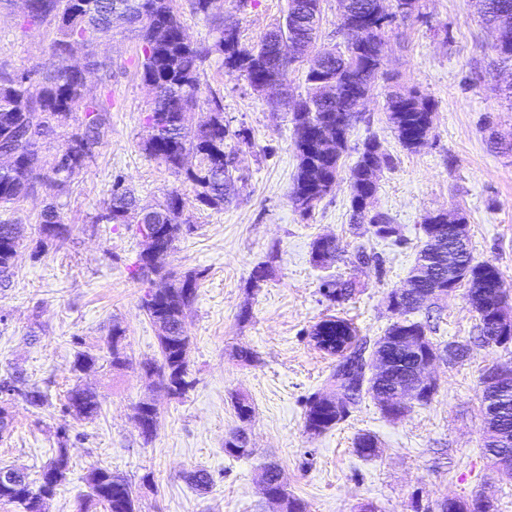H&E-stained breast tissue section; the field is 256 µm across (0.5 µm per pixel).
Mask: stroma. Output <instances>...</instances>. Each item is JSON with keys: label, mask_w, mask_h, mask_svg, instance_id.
<instances>
[{"label": "stroma", "mask_w": 512, "mask_h": 512, "mask_svg": "<svg viewBox=\"0 0 512 512\" xmlns=\"http://www.w3.org/2000/svg\"><path fill=\"white\" fill-rule=\"evenodd\" d=\"M287 0H224V22L242 42L257 43L282 19ZM420 18L388 34L386 69L395 83L416 88L435 103L434 130L415 152L401 147L384 112L387 84L377 81L352 129L344 167L356 149L375 135L392 155L382 170L374 206L393 217L402 244L371 236L353 223L346 178L302 216L290 201L298 159L286 108L272 109L240 73L214 63L202 78L220 93L231 129L246 130L250 145L228 140L245 181L223 210L201 205L183 183L142 144L149 134L144 117L152 93L142 81L137 40L115 30L92 48L51 56L57 38L49 27L26 25L16 0H0V63L9 71L33 72L47 57L56 65L82 64L86 54L103 62L89 77V96L111 98L112 118L101 147L58 200L65 240H42L39 215L49 201L41 189L0 207V221L18 225L21 241L14 275L0 288V378L23 369L29 386L49 401L34 408L22 399L5 401L13 419L10 436L0 439V466L25 468L30 479L66 446L70 472L43 512H102L88 507L89 473L107 468L132 479L140 512H277L265 496L261 467L280 466L289 493L306 512H438L446 498L493 496L497 512H512V476L497 472L482 453L484 424L481 377L494 366L512 365V343L476 341L477 316L465 288L440 302L436 339L470 348L467 358L441 360L431 369L437 382L428 405H412L397 419L386 417L371 393H363L349 417L321 435L306 431V400L324 390L336 359L317 349L311 327L328 316L353 322L373 341L393 321L387 295L404 284L424 240L428 215L444 210L464 215L475 261L494 263L512 304V69L499 66L494 38L476 13L474 0H421ZM122 176L141 204L153 205L166 191L184 200L187 232L165 266L203 278L188 314L189 372L185 395H168L145 367L161 361L158 331L141 308L150 288L130 269L142 249L125 226L97 224L93 218ZM334 237L335 260L316 267L311 246ZM381 254L382 269L351 266L357 245ZM265 267V281L254 272ZM356 276L360 283L341 303L320 292L323 277ZM126 330L128 363H109L107 340L113 323ZM253 354L242 361L240 350ZM97 358L78 371L79 353ZM96 391L102 402L93 421L64 413L74 385ZM254 409L247 431L255 453L234 458L224 441L240 423L236 395ZM154 401L159 426L152 439L140 435L135 408ZM374 434L377 456L365 459L354 447L359 434ZM203 468L213 484L190 485L188 471Z\"/></svg>", "instance_id": "35a3bbf8"}]
</instances>
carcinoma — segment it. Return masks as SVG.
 Returning a JSON list of instances; mask_svg holds the SVG:
<instances>
[{
    "label": "carcinoma",
    "instance_id": "cac0c4a2",
    "mask_svg": "<svg viewBox=\"0 0 512 512\" xmlns=\"http://www.w3.org/2000/svg\"><path fill=\"white\" fill-rule=\"evenodd\" d=\"M323 0H288V20L280 22L255 44L241 42L240 34L224 33V0H190V13L201 16L211 25L215 39L210 44L195 43L187 38L184 20L176 0H47L46 8L37 12L35 25L55 30L59 39L51 53L80 45L91 47L96 41L112 35L115 29L130 26L137 30L140 42L138 63L142 80L158 90L147 118L161 127L158 138L144 143V152L163 162L177 176L189 182L196 200L214 209H224L229 185L243 180L236 154L226 151L225 141L237 138L248 142L242 130L233 131L224 122L223 97L205 90L202 82L204 64L212 56L222 58L224 67L241 73L253 90L276 78L288 79V73L304 55L314 53L323 62L329 82L314 87V72L305 75L307 91L291 112L298 157L290 200L301 214H310L332 190L340 173L341 158L347 149L351 128L361 119L354 113L355 97L370 91L372 83L386 75L385 47L391 28L380 20L396 10L402 21L420 16V0H339L341 12L339 29L354 32L349 43L341 48L317 46L322 20ZM483 22L493 31V49L500 62L512 64V0H476ZM38 78L29 74L19 76L0 66V154L14 155L13 166L0 172V205L27 196L39 185L54 191L40 213L42 234L48 239L61 240L68 234L63 224L56 198L67 192L71 178L80 173L86 160L93 157L101 145L109 124L111 99L95 101L86 96L85 84L76 75L51 61L36 69ZM207 94L209 112L199 126L196 136L183 134L184 124L198 107L199 98ZM386 119L401 146L413 152L423 145L422 139L433 126L434 103L415 89H392L385 99ZM51 136L62 138L60 148L52 155L41 151L43 141ZM393 163L380 141L372 135L365 139L357 160L349 170L350 206L353 215L359 214L363 203L373 201L378 192L377 172ZM184 198L173 189L154 207H141L122 181L112 186L109 201L96 217V222L122 224L142 235L141 225H154L152 242H142V250L134 262L131 275L139 278L144 270L171 280L164 288L150 289L141 299V308L159 330L161 364H149L146 371L158 377L159 384L172 396H181L191 385L188 377L190 340L185 328L187 311L194 303L201 274L188 272L177 278L163 265L150 260L148 252L155 248L169 253L183 232ZM371 234L381 240L401 241L399 226L389 214L381 211L369 217ZM424 236L440 233L435 243H424L406 280L408 286L404 315L387 328V336H421L434 330L429 322L409 318L421 311L419 297L431 288L448 287V245L453 243L454 231L448 221L430 215L423 226ZM19 249L15 225L0 221V285L9 279ZM336 257V239L319 237L311 246V260L317 266ZM357 267L372 265L381 268V256L360 244L353 255ZM459 285L467 288L471 307L478 316L479 336H499L494 316L506 312V296L500 288L501 274L491 262L472 260V252L463 255L455 266ZM357 282L352 279L328 278L320 290L329 300L344 301L354 294ZM320 337L332 354L348 346L353 355L336 364L330 374L329 391L313 394L305 410V428L320 435L343 421L349 407L357 405L362 396L365 377V354L370 345L347 319L327 317L315 324L310 332ZM125 330L112 325L108 336L111 364L124 367L128 357L124 352ZM391 366L398 371L408 368L416 351L406 343L389 351ZM32 407H41L46 395L29 389L22 372L15 371L0 379ZM394 382L378 383L376 397L381 410L391 413ZM99 395L84 387H74L67 396L65 412L85 419L96 418L101 411ZM135 421L140 434L150 440L157 431L155 406L141 402L136 406ZM512 439V393L502 404L498 422L484 415L486 434L483 453L489 455L497 447L492 426ZM246 428L239 427L224 441L225 451L236 458L253 453L243 442ZM356 452L363 457L378 453V440L369 433L358 435ZM69 457L65 445H60L55 459L42 471L38 486H33L24 471L0 467V475L9 474L15 487L0 490V502L9 503L19 512H42L34 509L33 500L45 501L43 494L53 496L66 480ZM271 488L280 491L283 512H305L301 501L288 493L279 482V467L266 465ZM188 481L200 490L209 489L212 479L207 470L197 468L187 475ZM90 498L103 505L105 512H137V496L132 483L107 468L94 470L89 477Z\"/></svg>",
    "mask_w": 512,
    "mask_h": 512
}]
</instances>
